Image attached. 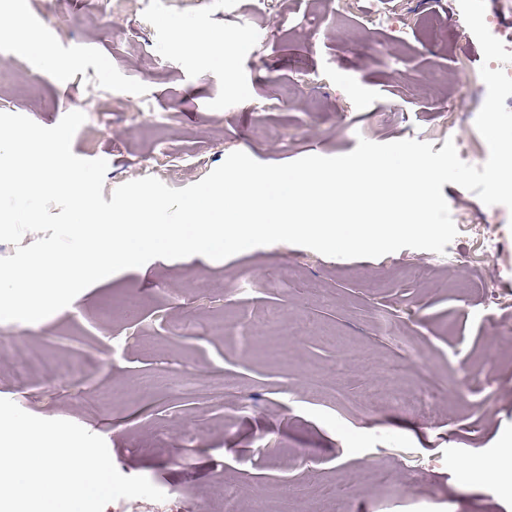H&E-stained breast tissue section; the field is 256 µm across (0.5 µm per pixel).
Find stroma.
<instances>
[{"label": "stroma", "instance_id": "35a3bbf8", "mask_svg": "<svg viewBox=\"0 0 512 512\" xmlns=\"http://www.w3.org/2000/svg\"><path fill=\"white\" fill-rule=\"evenodd\" d=\"M26 0L28 23L66 69L39 93L0 85V112L44 127L85 114L73 153L105 159L103 198L153 176L203 179L234 151L263 164L339 156L358 139L413 138L479 166L481 47L458 0ZM179 24L246 53L216 64L185 54ZM458 229L444 253L324 256L289 243L223 260L153 259L107 277L0 343L66 358L71 377L21 386L0 365V398L101 436L116 469L174 491L170 512H512L492 466L512 439V210L444 184ZM491 227L483 238L479 225ZM294 277L272 287L282 268ZM220 335L207 333L216 314ZM231 380L223 402L179 394L188 379ZM430 396L428 415L371 407L373 389ZM112 392L108 409L92 405Z\"/></svg>", "mask_w": 512, "mask_h": 512}]
</instances>
